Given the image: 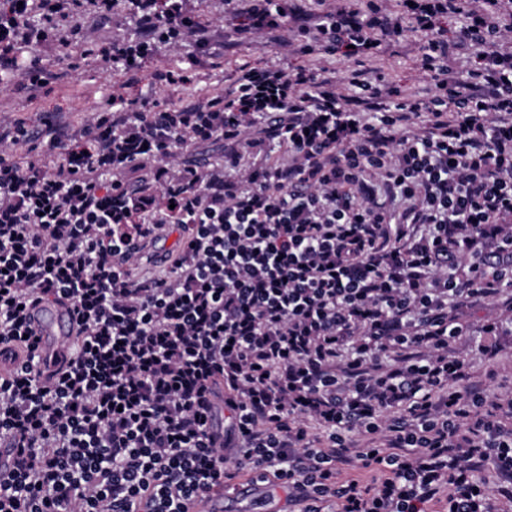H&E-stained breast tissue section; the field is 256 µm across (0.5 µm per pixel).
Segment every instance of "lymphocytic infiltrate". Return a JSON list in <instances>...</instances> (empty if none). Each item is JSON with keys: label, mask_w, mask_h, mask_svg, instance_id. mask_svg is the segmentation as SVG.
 Segmentation results:
<instances>
[{"label": "lymphocytic infiltrate", "mask_w": 512, "mask_h": 512, "mask_svg": "<svg viewBox=\"0 0 512 512\" xmlns=\"http://www.w3.org/2000/svg\"><path fill=\"white\" fill-rule=\"evenodd\" d=\"M196 2L0 0V73L32 89L53 77L32 46L131 82L168 47L286 57L185 105L113 88L75 143L51 138L55 167L0 154V512H189L244 475L294 512H496L490 468L512 504V425L448 353L465 310L512 313V0H224L221 34ZM119 6L135 34L87 46L80 17ZM412 35L418 90L379 65ZM203 142L223 169H177ZM145 165L162 199L126 195ZM165 226L172 269L137 275ZM43 303L76 325L45 380ZM179 151L182 159L190 165L197 166L199 158L205 155L209 157L210 166L224 165V145L220 142L188 146L182 150L179 149Z\"/></svg>", "instance_id": "obj_1"}]
</instances>
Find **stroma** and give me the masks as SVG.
<instances>
[{
    "mask_svg": "<svg viewBox=\"0 0 512 512\" xmlns=\"http://www.w3.org/2000/svg\"><path fill=\"white\" fill-rule=\"evenodd\" d=\"M188 54L189 50L185 47L161 50L146 63L139 81L128 91L129 98L174 104L190 101L189 90L179 85L162 86L153 78L156 69L186 67ZM239 59L262 66L277 63L279 55L275 49L253 46L226 50L219 59L200 58L193 72L197 87L226 86L227 75ZM48 66L53 71L63 73L64 78L34 99L19 94L12 83L0 81V122L7 124L20 118L34 133L26 145L7 149L8 155L21 163L31 160L60 163L62 157L59 152L49 150L46 145L43 136L45 120L54 113H62L66 122L61 131L65 135H73L84 124L89 112L104 105L112 92L113 81L118 78L109 66L79 61L74 48L70 46L59 48L50 57ZM477 344V337L464 336L452 345L451 352L467 363L471 383L490 388L500 398H512V330L502 329L498 336L492 338L494 358L480 353Z\"/></svg>",
    "mask_w": 512,
    "mask_h": 512,
    "instance_id": "obj_1",
    "label": "stroma"
}]
</instances>
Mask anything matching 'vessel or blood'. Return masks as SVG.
I'll list each match as a JSON object with an SVG mask.
<instances>
[{"label": "vessel or blood", "instance_id": "vessel-or-blood-1", "mask_svg": "<svg viewBox=\"0 0 512 512\" xmlns=\"http://www.w3.org/2000/svg\"><path fill=\"white\" fill-rule=\"evenodd\" d=\"M32 327L37 339L36 369L46 376L56 371L68 355L75 325L66 309L42 305L34 313Z\"/></svg>", "mask_w": 512, "mask_h": 512}]
</instances>
